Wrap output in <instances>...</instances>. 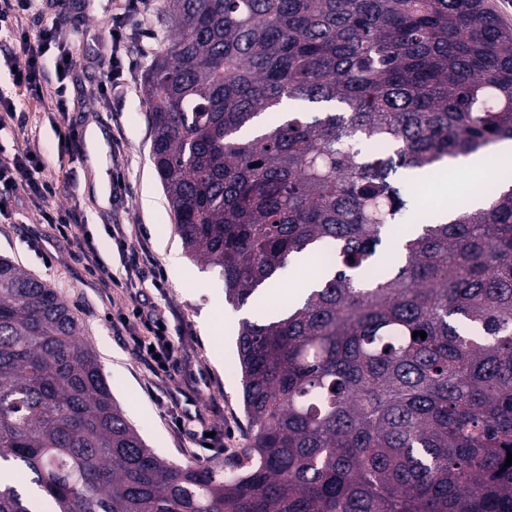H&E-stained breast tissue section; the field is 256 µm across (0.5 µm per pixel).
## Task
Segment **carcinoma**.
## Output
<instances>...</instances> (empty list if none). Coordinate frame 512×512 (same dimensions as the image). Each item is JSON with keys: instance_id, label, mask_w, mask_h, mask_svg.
<instances>
[{"instance_id": "cac0c4a2", "label": "carcinoma", "mask_w": 512, "mask_h": 512, "mask_svg": "<svg viewBox=\"0 0 512 512\" xmlns=\"http://www.w3.org/2000/svg\"><path fill=\"white\" fill-rule=\"evenodd\" d=\"M144 80L186 253L242 308L291 259L318 287L237 338L245 447L167 460L72 309L0 258V512H512V171L415 218L414 174L512 140V28L484 0H165ZM285 100L334 103L260 122ZM426 332V338L412 337Z\"/></svg>"}]
</instances>
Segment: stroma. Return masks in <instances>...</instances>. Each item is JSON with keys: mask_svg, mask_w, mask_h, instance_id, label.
Returning <instances> with one entry per match:
<instances>
[{"mask_svg": "<svg viewBox=\"0 0 512 512\" xmlns=\"http://www.w3.org/2000/svg\"><path fill=\"white\" fill-rule=\"evenodd\" d=\"M164 0H146L127 11L124 0H78L61 14H47L74 31L70 50L76 65L64 80L69 98L67 118L80 131L97 126L104 141L98 156L72 155L60 147L52 125L54 116L27 96L14 98L22 126L0 132V152L32 149L43 176L58 187L50 207H80L84 229L115 284H98L74 257L73 246L56 237L40 212L23 194H16L0 212V256L10 258L45 282L74 310L84 328V342L98 356L112 395L127 420L149 448L179 464L202 460L224 448L246 443L248 423L241 405V381L227 376L236 366V340L243 315L267 316L270 303L261 298L237 309L224 300V283L217 270L186 256L176 232L175 218L151 160L152 134L144 77L161 52L167 31L162 22ZM123 19L126 38L119 52L125 91L105 96L101 84L110 71L111 46L107 30ZM489 179L463 171L448 177L447 192L424 186L418 214L444 207L446 201L485 194ZM123 225L129 247L145 249L150 265L162 268L159 286L144 283L146 299L164 311L169 337L177 348L179 372L174 379L156 377L136 355L128 330L119 318L129 303L124 289V255L105 229ZM180 256L186 275L174 272L170 256ZM183 427H176L174 415ZM212 434L201 446L199 433Z\"/></svg>", "mask_w": 512, "mask_h": 512, "instance_id": "obj_1", "label": "stroma"}]
</instances>
